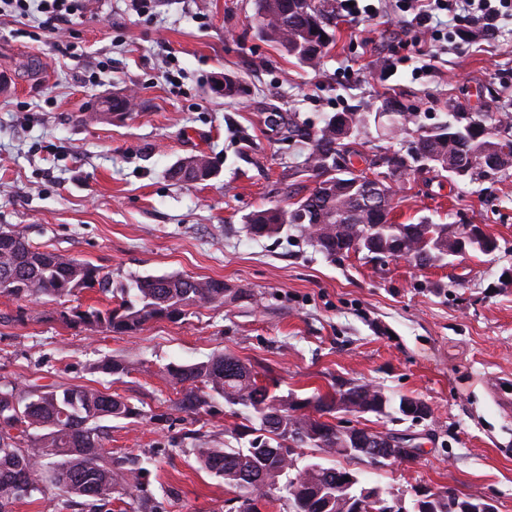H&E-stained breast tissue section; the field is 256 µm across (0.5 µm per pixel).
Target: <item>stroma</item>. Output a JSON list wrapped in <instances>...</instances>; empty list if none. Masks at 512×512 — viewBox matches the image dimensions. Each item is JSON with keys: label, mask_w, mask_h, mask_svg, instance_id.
Segmentation results:
<instances>
[{"label": "stroma", "mask_w": 512, "mask_h": 512, "mask_svg": "<svg viewBox=\"0 0 512 512\" xmlns=\"http://www.w3.org/2000/svg\"><path fill=\"white\" fill-rule=\"evenodd\" d=\"M316 2L333 40L314 70L261 36L254 0H154L144 13L129 0H89L61 40L37 38L36 18L0 16V227L102 267L116 290L177 273L248 292L118 337L58 319L77 305L108 307L110 295L0 296V385H89L123 397L144 416L103 421L105 447L149 456L147 490L160 512H235L233 493L193 450L203 441L244 448L247 438L227 433L223 401L181 410L177 391L149 369L229 353L301 400L359 379L433 410L422 422L347 417L423 448L411 461L361 465L367 482L479 492L512 512V416L485 385L512 377V278L503 277L512 271V175L455 185L425 172L395 184V222L482 224L497 237L499 251L444 266L330 260L297 231L255 238L245 224L254 210L288 206L279 182L312 185L303 150L270 135L266 113L296 112L317 126L393 98L430 128L452 112H512V20L497 36L472 25L463 38L403 28L399 0L353 21L339 0ZM68 41L81 57L66 53ZM224 73L240 79L237 98L214 91ZM121 91L134 93L135 107L99 113V99ZM199 154L216 167L211 180L169 178L171 165ZM112 357L127 374L96 371Z\"/></svg>", "instance_id": "35a3bbf8"}]
</instances>
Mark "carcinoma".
I'll list each match as a JSON object with an SVG mask.
<instances>
[{"instance_id": "cac0c4a2", "label": "carcinoma", "mask_w": 512, "mask_h": 512, "mask_svg": "<svg viewBox=\"0 0 512 512\" xmlns=\"http://www.w3.org/2000/svg\"><path fill=\"white\" fill-rule=\"evenodd\" d=\"M254 6L259 32L267 41L308 67L320 65L329 40L321 39L328 31L316 0H254ZM275 116L282 139L308 144L304 168L314 187L303 196L293 183L281 187L283 194L298 200L287 209L271 207L248 215L250 235L272 237L296 229L331 260L353 252L372 262L385 251L396 258L408 257L420 267L448 264L460 245L467 255H489L499 249L497 238L478 224L438 223L428 217L416 223L393 222L391 182L415 173L420 158L435 162L433 170L448 173L450 179L507 175L509 170L500 168L499 162L503 157L512 159V114L505 112L489 123L468 112H453L438 127L417 128L415 156L395 150L370 160L386 197L385 207L374 210L361 207L365 188L353 171L354 159L366 160L357 142L366 125L364 113L328 114L320 127L300 120L294 112ZM385 116L390 130L406 131L416 123L414 112ZM168 175L191 184L212 178L192 157L176 162ZM92 289L112 292L111 279L102 268L40 250L22 235L0 229V296L61 299ZM121 293L114 307L75 306L62 311L61 318L91 331L129 336L153 320L176 323L196 305L222 306L246 295L244 289L222 279L180 274L138 276ZM157 375L180 387L181 408L194 409L221 398L233 415L243 419L226 431L254 435L247 448L195 449L200 467L223 478L236 493L237 512H258V503L274 497L276 488L286 492L288 512H325V499L336 495L337 474L345 467L310 463L298 471L294 453L285 455L283 448H316L356 464L368 462L357 435L366 429L344 432L327 420L336 413V394H345L362 414H398L404 419L403 404L418 402L409 396L395 398L358 379L300 401L259 383L251 365L224 352L192 364L170 362ZM141 415L124 398L92 386L61 391L0 388V512H13L18 501L49 489L64 505L77 497L85 499L87 512H103L118 488L145 497L147 470L139 455L112 457L99 425L104 419L132 420Z\"/></svg>"}]
</instances>
